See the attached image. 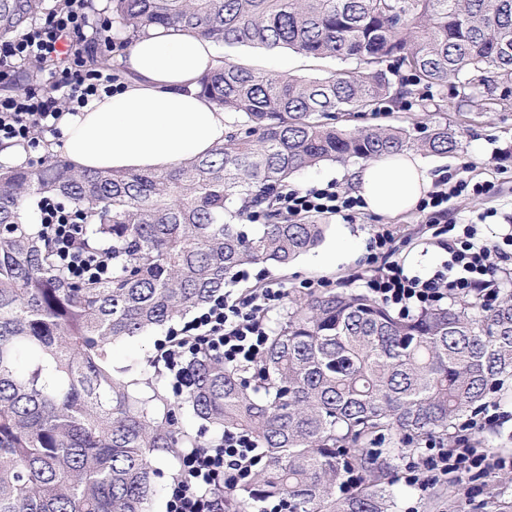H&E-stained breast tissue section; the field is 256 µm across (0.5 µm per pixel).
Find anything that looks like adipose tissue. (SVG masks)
Listing matches in <instances>:
<instances>
[{
	"label": "adipose tissue",
	"mask_w": 512,
	"mask_h": 512,
	"mask_svg": "<svg viewBox=\"0 0 512 512\" xmlns=\"http://www.w3.org/2000/svg\"><path fill=\"white\" fill-rule=\"evenodd\" d=\"M122 62L126 80L112 95L66 117L58 149L72 162L162 170L223 143L229 119L198 85L217 66L210 42L180 27L158 28L135 40ZM347 177L365 210L383 216L414 210L433 184L429 167L409 151L354 166Z\"/></svg>",
	"instance_id": "obj_1"
}]
</instances>
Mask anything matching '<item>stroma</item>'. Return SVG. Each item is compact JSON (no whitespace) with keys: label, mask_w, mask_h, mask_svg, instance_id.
Wrapping results in <instances>:
<instances>
[{"label":"stroma","mask_w":512,"mask_h":512,"mask_svg":"<svg viewBox=\"0 0 512 512\" xmlns=\"http://www.w3.org/2000/svg\"><path fill=\"white\" fill-rule=\"evenodd\" d=\"M230 55L237 61L274 74L315 77L336 66L335 60H311L285 48L268 50L245 46L231 49ZM442 117L460 131L463 147L448 155L427 154L423 160L432 172H445L493 185V192L484 198L451 200L450 212L459 222L467 223L476 219L479 213L494 211V218L479 225L478 230L481 237L499 241L502 236L512 233V110L493 107L481 112H461L457 109L456 99L450 95L445 100ZM432 118V113L422 111L417 103L409 108L384 103L379 112L355 118L354 123L378 127L406 125L413 127L415 135L419 136ZM317 221L328 227L321 247L300 256L284 273L268 271L260 265L250 266L244 286L262 285L272 279L281 282L286 290L298 293L305 292L311 284L336 290H361L370 270L369 239L374 229L384 223L393 230L392 248L407 268L430 272L446 258L445 251L425 225L422 214L416 210L388 219L368 211L353 219L323 214ZM340 239L345 240L347 247L335 266L322 265L320 258L325 247ZM165 336V330L161 329L116 344L113 367L134 363L146 371H153L157 344ZM488 401L509 414V421L500 426L486 424L472 429L470 436L490 452L512 454V391L490 395ZM499 476V471L495 470L471 481L456 480L451 486L442 482L423 492L395 481L397 512H500L503 503L512 502V488L502 485Z\"/></svg>","instance_id":"obj_1"}]
</instances>
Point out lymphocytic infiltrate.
<instances>
[{"instance_id":"lymphocytic-infiltrate-1","label":"lymphocytic infiltrate","mask_w":512,"mask_h":512,"mask_svg":"<svg viewBox=\"0 0 512 512\" xmlns=\"http://www.w3.org/2000/svg\"><path fill=\"white\" fill-rule=\"evenodd\" d=\"M91 26L85 0H67L65 7L43 25L0 44V66L22 62L47 72L43 83L0 95V144L30 147L36 135H58L65 116L76 114L92 98L111 94V74L88 68L82 51L71 39L72 34ZM491 191V185L485 183L445 176L421 200L419 211L435 235L444 237L449 253L448 259L430 273L410 271L394 257L390 230L374 231L369 252L376 269L364 282L369 294L402 315L473 292L478 293L482 305L496 304L501 285L493 274L501 262L512 259L505 250L506 245H512V236L506 245L491 244L478 237L473 225H458L448 216L452 199L481 197ZM279 205L291 215L338 214L347 218L355 217L361 208L358 198L333 181L321 188L285 190ZM41 211L43 233L71 276L102 277L111 271V250L84 244L79 225L68 213L48 202ZM283 297L277 282L243 297L228 289L213 297L194 318L173 329L156 355L173 389L181 391L189 386L187 360L200 353L220 356L226 364L240 367L259 361L269 334L266 317ZM257 448L253 435L228 430L221 442L184 453L179 477L168 493L167 512H224L222 491L248 481L257 463ZM511 469V454L494 455L460 437L452 444L442 439L429 441L409 456L400 479L423 491L451 474L479 477L492 470Z\"/></svg>"}]
</instances>
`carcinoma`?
<instances>
[{
    "label": "carcinoma",
    "instance_id": "obj_1",
    "mask_svg": "<svg viewBox=\"0 0 512 512\" xmlns=\"http://www.w3.org/2000/svg\"><path fill=\"white\" fill-rule=\"evenodd\" d=\"M45 0H0V40ZM125 47L180 25L217 47L288 48L346 66L273 75L228 56L199 85L229 114L213 152L171 169L125 173L54 159L0 167V512H149L155 462L247 431L263 466L224 492V512L263 500L288 512H396L393 462L423 437H446L512 380V289L483 315L472 302L401 316L365 292L311 288L288 303L260 361L198 355L171 402L158 378L112 368V348L206 305L240 268L285 269L327 225L292 223L276 192L324 161L418 150L448 154L438 122L338 127L336 114L451 89L458 108L512 107V0H112ZM73 210L112 274L76 281L57 263L31 208ZM249 208L267 223L238 224ZM361 482L347 494L350 470Z\"/></svg>",
    "mask_w": 512,
    "mask_h": 512
}]
</instances>
